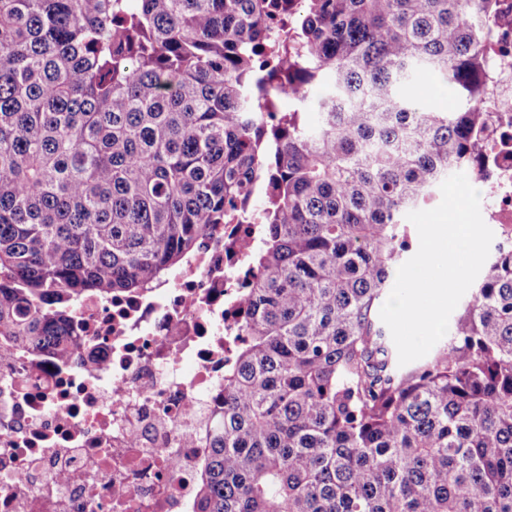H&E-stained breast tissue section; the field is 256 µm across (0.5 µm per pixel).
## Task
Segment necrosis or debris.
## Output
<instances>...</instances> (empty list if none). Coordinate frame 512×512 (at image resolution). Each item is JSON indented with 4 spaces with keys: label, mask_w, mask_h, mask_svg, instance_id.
<instances>
[{
    "label": "necrosis or debris",
    "mask_w": 512,
    "mask_h": 512,
    "mask_svg": "<svg viewBox=\"0 0 512 512\" xmlns=\"http://www.w3.org/2000/svg\"><path fill=\"white\" fill-rule=\"evenodd\" d=\"M489 26L471 175L512 241V0ZM260 220L205 236L172 279L72 301L66 357L0 340V512H198Z\"/></svg>",
    "instance_id": "4bbe7bcc"
}]
</instances>
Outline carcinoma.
Returning a JSON list of instances; mask_svg holds the SVG:
<instances>
[{"mask_svg":"<svg viewBox=\"0 0 512 512\" xmlns=\"http://www.w3.org/2000/svg\"><path fill=\"white\" fill-rule=\"evenodd\" d=\"M293 2L0 0V337L65 354L67 303L168 274L263 180L201 512H512V246L426 361L376 316L405 213L472 166L495 0ZM413 92L422 102L432 108L448 112L456 108L457 97L454 91L448 83L443 82L432 72L423 71L416 75Z\"/></svg>","mask_w":512,"mask_h":512,"instance_id":"carcinoma-1","label":"carcinoma"}]
</instances>
